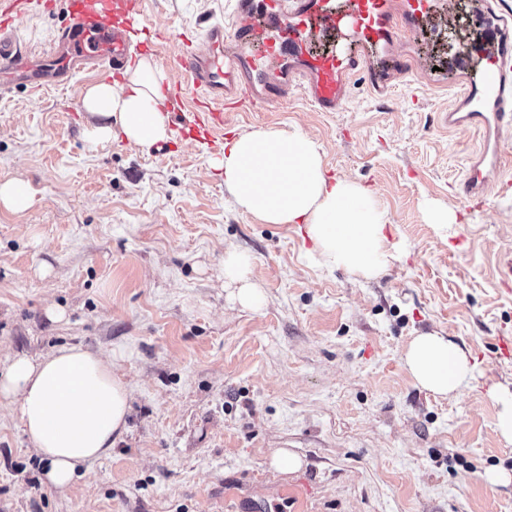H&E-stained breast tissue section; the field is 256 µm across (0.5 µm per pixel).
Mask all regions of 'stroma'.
I'll return each mask as SVG.
<instances>
[{"mask_svg":"<svg viewBox=\"0 0 512 512\" xmlns=\"http://www.w3.org/2000/svg\"><path fill=\"white\" fill-rule=\"evenodd\" d=\"M474 0H448L419 37L427 67L448 69L485 35ZM226 0H147L154 24L180 33L220 18ZM66 2L32 14L24 48H48ZM92 78L0 96V178L36 192L0 209V365L6 354L63 345L102 353L131 389L127 430L65 492L47 485L17 413L0 410V512H512V469L489 391H512V190L468 213L451 190L480 138L444 123L458 86L423 74L389 96L354 79L343 111L287 103L230 115L235 134L298 130L330 176L361 184L387 211L391 261L375 278L327 266L305 225L242 212L211 165L222 146L176 138L151 148L123 135L96 145L73 119ZM454 215L427 221L430 205ZM463 245H455L457 236ZM250 262L263 292L241 307L224 255ZM59 310L50 317L48 308ZM437 332L468 351L457 396L420 386L402 356ZM301 458L283 474L276 450Z\"/></svg>","mask_w":512,"mask_h":512,"instance_id":"35a3bbf8","label":"stroma"}]
</instances>
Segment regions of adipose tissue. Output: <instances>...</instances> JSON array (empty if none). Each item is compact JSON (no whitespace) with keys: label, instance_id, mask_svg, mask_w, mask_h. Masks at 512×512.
Returning a JSON list of instances; mask_svg holds the SVG:
<instances>
[{"label":"adipose tissue","instance_id":"ef3b65f1","mask_svg":"<svg viewBox=\"0 0 512 512\" xmlns=\"http://www.w3.org/2000/svg\"><path fill=\"white\" fill-rule=\"evenodd\" d=\"M164 72L142 58L117 86H88L82 108L92 119L91 142L108 141L113 130L144 148L169 140L160 106ZM235 205L266 224L304 223L319 259L365 278L377 276L390 254L387 214L363 186L329 180L323 158L305 134L258 130L236 137L213 161ZM404 365L423 389L444 397L459 394L474 366L447 337L413 338ZM131 390L112 374L101 355L80 346L51 353L9 356L0 367V406L17 410L33 450L44 461L46 481L67 491L92 465L111 455L127 430Z\"/></svg>","mask_w":512,"mask_h":512}]
</instances>
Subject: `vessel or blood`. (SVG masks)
I'll list each match as a JSON object with an SVG mask.
<instances>
[{
  "label": "vessel or blood",
  "mask_w": 512,
  "mask_h": 512,
  "mask_svg": "<svg viewBox=\"0 0 512 512\" xmlns=\"http://www.w3.org/2000/svg\"><path fill=\"white\" fill-rule=\"evenodd\" d=\"M30 4L0 0L1 94L19 84L65 87L81 72L118 80L133 54L157 56L174 42L165 61L174 75L165 89L175 102L168 123L179 138L207 144L223 139L226 110L256 112L294 88L321 112L339 111L360 74L369 92L386 93L413 67L396 45L447 9L446 0H233L228 20L177 35L153 25L140 0H66L67 25L50 51L35 53L22 50L16 35ZM479 17L488 34L481 66L471 72L469 53L458 54L462 88L447 115L449 128L483 136L480 155L454 187L472 209L488 201V172L505 167L499 138L512 127V28L489 12Z\"/></svg>",
  "instance_id": "obj_1"
}]
</instances>
